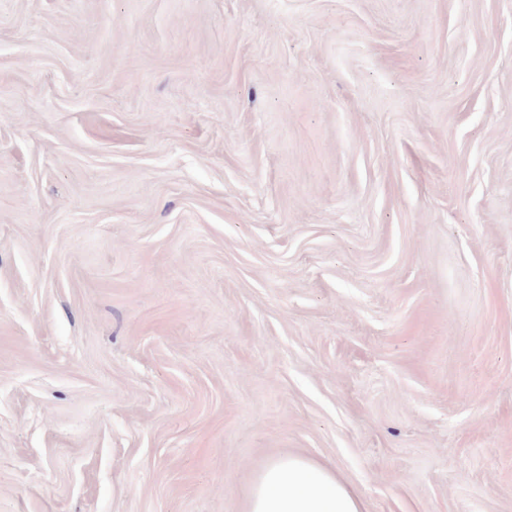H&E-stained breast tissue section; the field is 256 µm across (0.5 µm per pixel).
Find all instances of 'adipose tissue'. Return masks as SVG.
<instances>
[{
  "instance_id": "1",
  "label": "adipose tissue",
  "mask_w": 512,
  "mask_h": 512,
  "mask_svg": "<svg viewBox=\"0 0 512 512\" xmlns=\"http://www.w3.org/2000/svg\"><path fill=\"white\" fill-rule=\"evenodd\" d=\"M247 512H364L361 494L326 465L291 454L256 475Z\"/></svg>"
}]
</instances>
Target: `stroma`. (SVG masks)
<instances>
[{"label": "stroma", "mask_w": 512, "mask_h": 512, "mask_svg": "<svg viewBox=\"0 0 512 512\" xmlns=\"http://www.w3.org/2000/svg\"><path fill=\"white\" fill-rule=\"evenodd\" d=\"M512 512V0H0V512ZM363 499L326 465L299 454L268 462L256 475L247 512H363Z\"/></svg>", "instance_id": "obj_1"}]
</instances>
